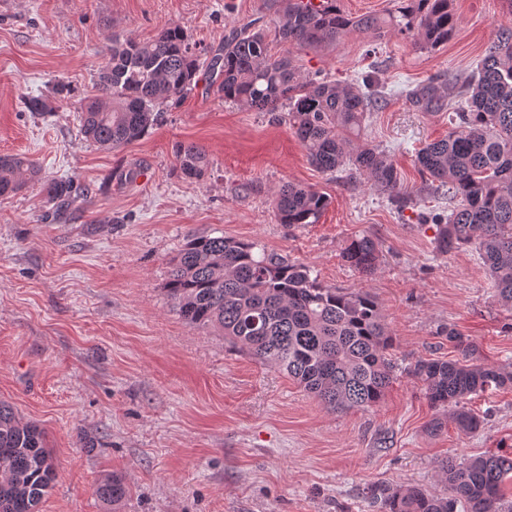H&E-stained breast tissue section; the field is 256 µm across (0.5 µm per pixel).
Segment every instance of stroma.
I'll return each instance as SVG.
<instances>
[{
    "label": "stroma",
    "mask_w": 512,
    "mask_h": 512,
    "mask_svg": "<svg viewBox=\"0 0 512 512\" xmlns=\"http://www.w3.org/2000/svg\"><path fill=\"white\" fill-rule=\"evenodd\" d=\"M452 10L454 34L431 51L357 30L293 51L303 74L352 86L368 75L382 90L350 147L394 162L413 199L399 210L365 180L313 167L287 113L225 100L204 73L131 145L107 150L81 134L75 100L92 93L112 34L146 41L172 23L214 49L254 19L274 33L266 0H0V154L85 190L63 214L40 181L0 198V401L43 429L56 460L39 512H104L95 489L113 472L129 487L123 512H376L370 484L440 491L444 456L512 453V387L472 398L482 425L470 435L452 425L429 435L434 411L405 374L371 409H334L221 332L186 325L165 291L190 237L224 235L310 266L323 286L369 291L399 365L458 358L451 327L478 362L512 363V312L478 251L436 253V227L419 219L448 211L415 158L452 120L405 92L439 74L465 82L512 29V0H452ZM62 80L71 96L58 95ZM32 95L51 112L24 111ZM179 142L207 151L203 178L180 177ZM290 182L328 198L318 223H279L272 201ZM362 234L380 248L370 275L342 256Z\"/></svg>",
    "instance_id": "stroma-1"
}]
</instances>
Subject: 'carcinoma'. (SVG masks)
<instances>
[{"instance_id":"cac0c4a2","label":"carcinoma","mask_w":512,"mask_h":512,"mask_svg":"<svg viewBox=\"0 0 512 512\" xmlns=\"http://www.w3.org/2000/svg\"><path fill=\"white\" fill-rule=\"evenodd\" d=\"M338 2L321 0L320 7L311 8L302 0H269L285 46L279 56L270 54L266 30L255 20L216 51L191 41L177 24L163 26L149 41L112 37L95 94L77 100L86 140L105 149L140 140L155 125L160 106L192 91L203 67L211 78L220 75L224 99L259 112L288 110V123L314 167L347 170L386 193L397 207L406 206L411 198L383 151L347 150L350 136L361 130L366 112L380 99L373 80L363 78L357 90L306 76L290 48L334 45L348 31L359 30L379 37L406 32L420 48L434 49L448 42L457 18L450 0H402L400 10L386 18L351 17ZM406 97L424 111L455 109L456 125L448 136L427 143L416 157L422 175L448 188L454 201L448 215L430 216L438 225L436 252L475 247L498 301L512 308V30L500 34L470 80L460 84L438 76L406 90ZM175 158L185 178L200 179L208 170L205 149L194 143L177 144ZM38 173L25 156L0 155V197L16 195ZM44 192L59 211L77 199L70 180H49ZM327 205L325 195L292 183L281 186L273 200L281 224H315ZM343 256L369 274L377 267L379 246L358 235ZM166 292L187 325L221 331L328 405L375 407L394 379L395 365L387 357L393 338L370 292L326 288L307 265L258 253L252 242L224 236L189 239L173 259ZM446 336L463 359L421 358L405 372L422 382L433 407L453 408L454 423L470 434L482 420L465 407L466 400L512 385V371L470 361L469 340L453 328ZM438 470L446 492L378 483L367 487V497L378 512H512L505 494V484L512 483L511 455H450L438 462ZM55 479L56 463L42 429L0 402V512H38ZM96 494L119 512L129 489L114 473L98 484Z\"/></svg>"}]
</instances>
